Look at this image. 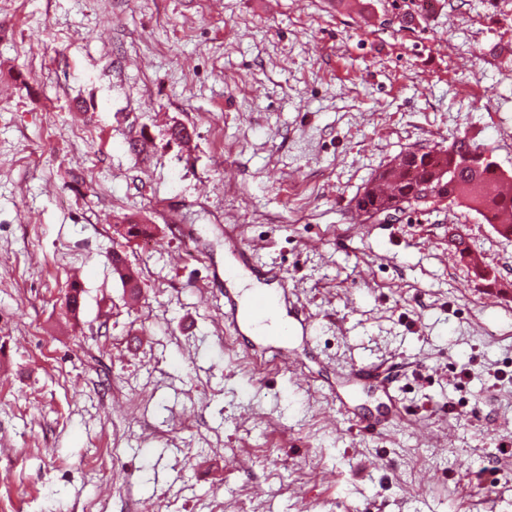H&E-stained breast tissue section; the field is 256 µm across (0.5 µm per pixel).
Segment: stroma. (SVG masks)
Returning a JSON list of instances; mask_svg holds the SVG:
<instances>
[{
    "label": "stroma",
    "mask_w": 512,
    "mask_h": 512,
    "mask_svg": "<svg viewBox=\"0 0 512 512\" xmlns=\"http://www.w3.org/2000/svg\"><path fill=\"white\" fill-rule=\"evenodd\" d=\"M418 2L0 0V512H512V292L448 232L510 283L512 239L355 209L461 136L512 172V0ZM232 227L311 322L297 371L224 320Z\"/></svg>",
    "instance_id": "1"
}]
</instances>
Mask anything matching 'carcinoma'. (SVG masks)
Returning <instances> with one entry per match:
<instances>
[{
	"instance_id": "carcinoma-1",
	"label": "carcinoma",
	"mask_w": 512,
	"mask_h": 512,
	"mask_svg": "<svg viewBox=\"0 0 512 512\" xmlns=\"http://www.w3.org/2000/svg\"><path fill=\"white\" fill-rule=\"evenodd\" d=\"M486 153L488 149L474 143L466 147L460 139L447 146L410 151L376 175L357 197L356 208L366 215L372 213L382 217L391 211L402 213L412 207L411 199L419 184L429 182L438 185L446 173L448 204L476 212L483 222L492 225L497 234L511 237L512 224L501 223V218L507 213L512 214V205L502 206L506 200L512 202V189L505 187L512 176L495 161L483 160ZM155 231V225L130 217L124 220L122 237L135 241L149 238ZM112 268L123 285L137 291L135 274L118 250L112 253Z\"/></svg>"
}]
</instances>
